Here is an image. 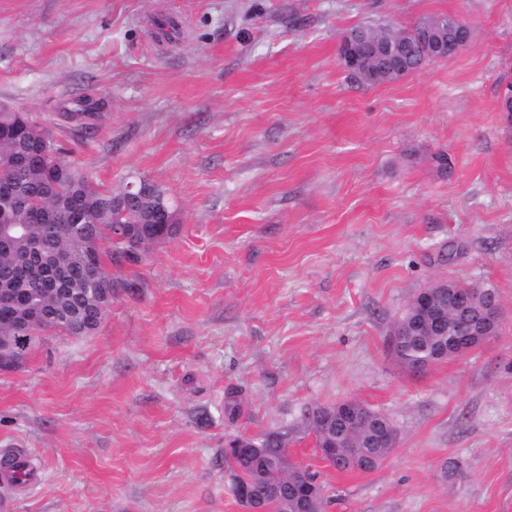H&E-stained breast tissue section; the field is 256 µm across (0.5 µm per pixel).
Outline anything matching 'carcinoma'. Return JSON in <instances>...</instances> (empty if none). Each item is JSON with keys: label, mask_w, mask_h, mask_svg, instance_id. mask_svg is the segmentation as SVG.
Segmentation results:
<instances>
[{"label": "carcinoma", "mask_w": 512, "mask_h": 512, "mask_svg": "<svg viewBox=\"0 0 512 512\" xmlns=\"http://www.w3.org/2000/svg\"><path fill=\"white\" fill-rule=\"evenodd\" d=\"M427 25L455 43L462 37L460 27L448 14L429 16L402 28V49L394 60L395 75L387 82L400 80L420 71L430 63L429 51L420 46L413 31ZM77 109L69 118L85 129L97 115L99 102L84 96L76 100ZM61 149L51 134L25 112H0V225L12 224L20 229L11 251L0 253V269L14 267L27 258L34 243L44 242L39 261L28 267L20 277L5 281L9 288L23 298L21 312L48 313L67 304L95 302L96 289L88 283V266L95 264L103 274L98 287H112V277L106 271L105 259L116 254H129L131 248L142 252L176 231V225L141 224L136 205H112L120 193L96 189L75 167L63 160ZM19 192L40 202L51 213L49 222L42 220L39 207L16 210L6 206L5 198ZM121 234L114 235L115 231ZM53 268L63 279L67 293L56 296L42 288V273ZM79 320L58 316L40 324L29 323L18 312L0 305V342L18 344L24 355L41 344L50 331L75 335ZM448 326L431 323L421 327L416 336L408 337L395 360L404 368H413L417 355H432L437 361L447 360L442 350L448 348ZM358 421L350 422L338 416L329 433L316 434V446L324 447L336 435L344 445L346 457L334 462L335 470L370 472L378 468L391 454L390 448H370L372 437L367 406L353 408ZM288 430L267 433L252 448L234 454H224V465L233 472V486L250 485L259 489L263 502L277 509L282 497L274 491L283 472L301 469L309 487L321 489L308 466L294 464L288 459Z\"/></svg>", "instance_id": "obj_1"}]
</instances>
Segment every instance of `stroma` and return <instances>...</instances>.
<instances>
[{
	"mask_svg": "<svg viewBox=\"0 0 512 512\" xmlns=\"http://www.w3.org/2000/svg\"><path fill=\"white\" fill-rule=\"evenodd\" d=\"M441 13L471 28L448 61L343 70L346 31ZM510 68L512 0H0V107L95 188L158 186L176 224L110 265L95 333L0 373V454L36 470L0 487L11 512H241L224 444L283 426L327 512H512ZM84 96L105 103L90 134L67 117ZM438 277L495 288L502 327L413 372L390 328ZM346 400L398 430L375 471L333 470L298 429Z\"/></svg>",
	"mask_w": 512,
	"mask_h": 512,
	"instance_id": "stroma-1",
	"label": "stroma"
}]
</instances>
